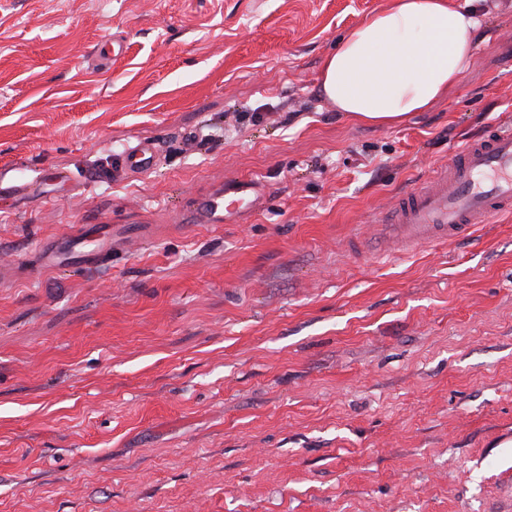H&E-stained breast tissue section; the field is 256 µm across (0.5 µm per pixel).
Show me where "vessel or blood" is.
Returning <instances> with one entry per match:
<instances>
[{"label":"vessel or blood","mask_w":512,"mask_h":512,"mask_svg":"<svg viewBox=\"0 0 512 512\" xmlns=\"http://www.w3.org/2000/svg\"><path fill=\"white\" fill-rule=\"evenodd\" d=\"M119 161L127 177H143L156 167V144L140 141L127 148ZM270 192V185L252 176L224 180L197 197L187 215H174L172 221L190 226L238 221L259 211ZM511 213L512 128L495 123L479 136L462 139L448 163L399 195L382 224L386 253L401 257L427 244L452 241L475 225ZM86 237L78 226L67 234L42 239L38 269L105 266L120 242L116 225L98 227L94 248H86Z\"/></svg>","instance_id":"b4317fda"}]
</instances>
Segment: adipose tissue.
<instances>
[{
	"instance_id": "1",
	"label": "adipose tissue",
	"mask_w": 512,
	"mask_h": 512,
	"mask_svg": "<svg viewBox=\"0 0 512 512\" xmlns=\"http://www.w3.org/2000/svg\"><path fill=\"white\" fill-rule=\"evenodd\" d=\"M479 21L470 5L389 0L327 58L321 88L337 111L370 123L420 112L461 80Z\"/></svg>"
}]
</instances>
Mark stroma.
Masks as SVG:
<instances>
[{"label":"stroma","mask_w":512,"mask_h":512,"mask_svg":"<svg viewBox=\"0 0 512 512\" xmlns=\"http://www.w3.org/2000/svg\"><path fill=\"white\" fill-rule=\"evenodd\" d=\"M388 0H0V512H512V214L376 258L396 197L512 121V0L387 125L320 89ZM121 55L105 58L113 41ZM153 140L159 168L118 155ZM239 224L168 228L217 181ZM157 224L95 271H35L75 225ZM270 192V185L252 176L223 180L197 197L185 217L175 213L171 223L199 226L238 221L259 211Z\"/></svg>","instance_id":"obj_1"}]
</instances>
